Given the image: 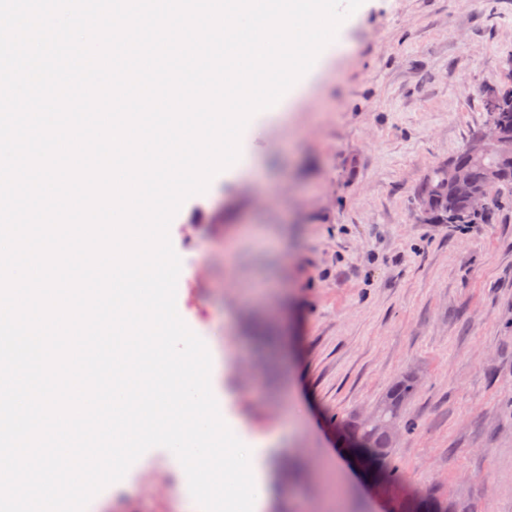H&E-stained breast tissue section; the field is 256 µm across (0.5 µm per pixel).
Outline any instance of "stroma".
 <instances>
[{
	"instance_id": "1",
	"label": "stroma",
	"mask_w": 512,
	"mask_h": 512,
	"mask_svg": "<svg viewBox=\"0 0 512 512\" xmlns=\"http://www.w3.org/2000/svg\"><path fill=\"white\" fill-rule=\"evenodd\" d=\"M344 47L283 121L251 141L254 173L216 176L169 236L178 312L213 354L223 408L281 430L265 512H512V206L458 230L416 192L512 85V0H364ZM417 380L371 484L338 423ZM95 512H196L154 455Z\"/></svg>"
}]
</instances>
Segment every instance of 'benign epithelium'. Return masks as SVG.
Returning <instances> with one entry per match:
<instances>
[{
	"label": "benign epithelium",
	"instance_id": "1",
	"mask_svg": "<svg viewBox=\"0 0 512 512\" xmlns=\"http://www.w3.org/2000/svg\"><path fill=\"white\" fill-rule=\"evenodd\" d=\"M491 149L497 150L505 158H512V133L507 132L501 119L493 113L487 116L483 127L461 152L444 166L452 194L466 201L469 211L474 213L487 207L488 187L500 179L501 173L497 170L490 171L486 184L478 185L472 181L465 162L479 159Z\"/></svg>",
	"mask_w": 512,
	"mask_h": 512
}]
</instances>
